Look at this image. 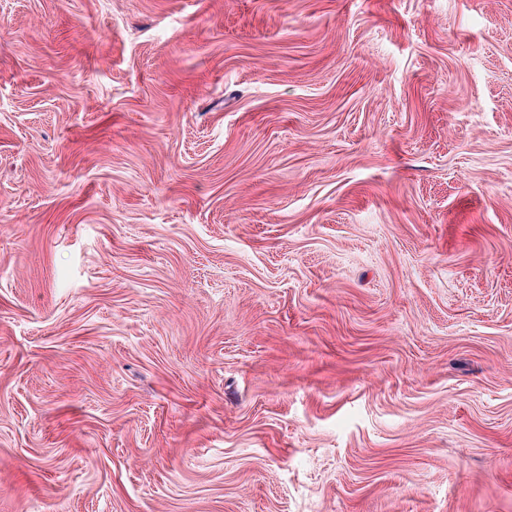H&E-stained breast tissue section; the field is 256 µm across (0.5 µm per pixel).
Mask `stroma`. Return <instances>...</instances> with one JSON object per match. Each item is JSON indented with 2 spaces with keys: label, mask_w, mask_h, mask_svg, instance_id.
<instances>
[{
  "label": "stroma",
  "mask_w": 512,
  "mask_h": 512,
  "mask_svg": "<svg viewBox=\"0 0 512 512\" xmlns=\"http://www.w3.org/2000/svg\"><path fill=\"white\" fill-rule=\"evenodd\" d=\"M0 512H512V0H0Z\"/></svg>",
  "instance_id": "35a3bbf8"
}]
</instances>
